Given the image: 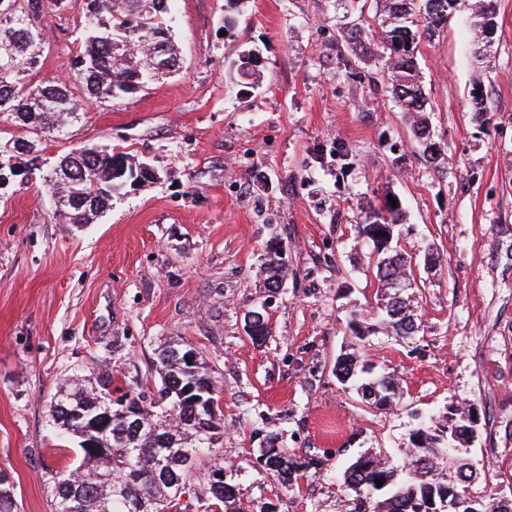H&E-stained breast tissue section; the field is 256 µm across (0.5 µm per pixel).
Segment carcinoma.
<instances>
[{"mask_svg":"<svg viewBox=\"0 0 512 512\" xmlns=\"http://www.w3.org/2000/svg\"><path fill=\"white\" fill-rule=\"evenodd\" d=\"M170 0H80L84 13L85 38L79 59V79L84 98L110 102L131 94L130 85L142 86L160 78L146 69L137 70L133 61H149L154 34L168 31L165 25ZM385 15L382 44L388 51L389 89L400 111L406 113L415 140L429 131L425 117L427 98L417 70L416 52L425 37H431L448 21V15L465 5L473 16L496 20L498 0H380ZM41 0H0V112H9L19 123L20 134L0 144V156L11 152L30 153L45 140L60 134L83 111L68 81L48 79L35 84L29 76L38 63L40 38L35 19L42 11ZM352 49L372 55V39L364 31L347 33ZM259 54L250 50L248 58H238L237 71L243 79L257 80ZM120 158L127 171L135 166L124 153L117 155L98 147H76L59 162L72 176L52 178L57 196V217L65 224H90L112 199V191L122 180L112 177V161ZM82 196L88 205L79 208L75 198ZM405 221L402 206L386 209L370 207L364 223L357 225L358 235L367 236L375 248L374 261L380 316L378 325L387 333L412 336L418 331L419 301L412 290L415 279L414 257L393 246L394 231ZM382 235H377V232ZM259 272L268 289L279 287V278L288 275L273 257L261 264ZM400 294L392 299L393 285ZM169 346L158 354L157 373L161 397L178 389L179 381L192 382L199 390L212 391L213 399L222 401V390L215 384L202 359L193 370L183 369ZM373 375L369 384L383 399L396 396L391 377L373 374V367L359 363L348 353L336 359V379H350L356 368ZM112 377L105 374L98 388L79 382L62 385L55 394L52 421L58 434L74 440L79 447L77 468L60 473L56 483L53 512H130L127 504L141 503V512H178V505L193 477L200 455L213 451L221 434L219 426L202 433L192 423L194 405L190 399L178 405L164 404L152 411L142 408V429L125 438L115 435L120 422L110 421L109 429H94L92 420L105 413L108 386ZM466 410L448 408L445 421L422 425L409 434L417 443L403 451L406 461L394 467L388 457L367 453L363 463L351 464L343 475L344 490L356 493L354 512H415V504L429 494L438 495L452 487L462 495L470 494L473 471L462 458L470 439L465 421ZM94 438L111 456L100 457L84 447ZM448 449L447 469L454 478L439 472L438 449ZM267 470L288 491L293 490L297 472L305 462L293 458L272 438L261 449ZM383 481L377 486L376 481ZM206 507L220 512H240L235 489L224 484H209ZM482 512H512V501L482 495Z\"/></svg>","mask_w":512,"mask_h":512,"instance_id":"cac0c4a2","label":"carcinoma"}]
</instances>
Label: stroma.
I'll return each mask as SVG.
<instances>
[{
  "label": "stroma",
  "instance_id": "obj_1",
  "mask_svg": "<svg viewBox=\"0 0 512 512\" xmlns=\"http://www.w3.org/2000/svg\"><path fill=\"white\" fill-rule=\"evenodd\" d=\"M171 10L181 70L123 100L86 102L38 153L15 157L0 187V469L17 512H52L58 472L79 464L75 442L52 432L58 387L147 377L157 401L156 349L168 342L197 349L223 391L219 450L201 458L190 493L219 457L248 512H351L342 476L356 458L395 454L418 417L462 405L477 416L474 495L512 499V0H499L484 61L463 8L419 46L437 166L387 91L385 51L361 59L345 39L379 30L376 0H173ZM37 24L38 78L82 95L78 4L53 0ZM245 50L262 60L254 86L236 72ZM81 146L126 153L154 176L76 226L57 217L48 180ZM391 196L407 215L402 248L432 245L438 261L416 269L420 332L360 340L349 326L375 324L377 288L355 227L367 203ZM275 241L288 282L259 346L244 319L268 302L258 270ZM352 352L393 378L392 407L337 380V357ZM273 435L306 464L296 490L259 461Z\"/></svg>",
  "mask_w": 512,
  "mask_h": 512
}]
</instances>
